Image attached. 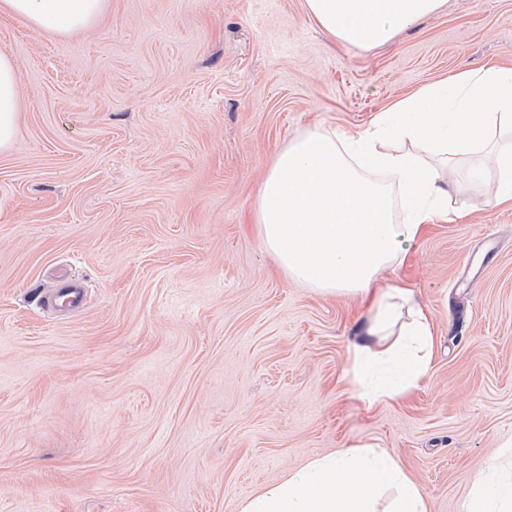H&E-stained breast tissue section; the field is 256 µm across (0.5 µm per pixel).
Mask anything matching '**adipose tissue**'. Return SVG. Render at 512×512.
Instances as JSON below:
<instances>
[{
    "label": "adipose tissue",
    "mask_w": 512,
    "mask_h": 512,
    "mask_svg": "<svg viewBox=\"0 0 512 512\" xmlns=\"http://www.w3.org/2000/svg\"><path fill=\"white\" fill-rule=\"evenodd\" d=\"M442 0H305L309 15L335 41L383 45ZM107 0H0V13L38 30L69 34L91 27ZM18 72L0 53V150L17 133ZM512 70H464L423 86L379 112L358 136L311 130L289 141L264 176L256 222L264 251L293 279L325 295L370 304L349 345L347 375L372 403L395 400L428 373L434 337L414 293L380 286L425 224L447 215L452 160L483 154L497 175L493 204H512ZM406 144L401 153L388 141ZM240 512H428L399 463L364 444L311 460L244 500ZM463 512H512V474L490 468L472 481Z\"/></svg>",
    "instance_id": "obj_1"
}]
</instances>
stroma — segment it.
<instances>
[{"label":"stroma","mask_w":512,"mask_h":512,"mask_svg":"<svg viewBox=\"0 0 512 512\" xmlns=\"http://www.w3.org/2000/svg\"><path fill=\"white\" fill-rule=\"evenodd\" d=\"M20 79L0 152V512H238L315 457L371 444L461 512L512 440V206L459 174L385 280L430 318L431 368L369 403L368 315L275 266L251 212L296 135L355 136L462 70L512 68V0H444L370 50L305 0H108L58 35L0 17ZM81 310L40 307L58 266Z\"/></svg>","instance_id":"obj_1"}]
</instances>
